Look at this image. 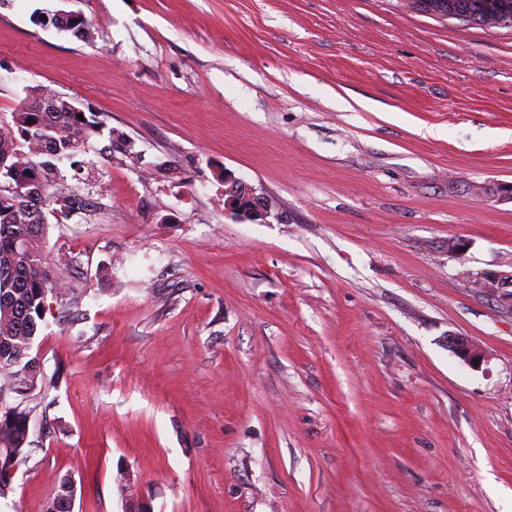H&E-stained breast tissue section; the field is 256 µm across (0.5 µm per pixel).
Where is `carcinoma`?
Returning a JSON list of instances; mask_svg holds the SVG:
<instances>
[{
  "label": "carcinoma",
  "mask_w": 512,
  "mask_h": 512,
  "mask_svg": "<svg viewBox=\"0 0 512 512\" xmlns=\"http://www.w3.org/2000/svg\"><path fill=\"white\" fill-rule=\"evenodd\" d=\"M445 11L469 23L497 19L512 27V0H442ZM33 100L0 124V298L8 297L10 310L0 305V395L16 391L12 374L34 366V340L44 321L47 295H69L70 285L51 267L46 254V229L30 202L13 193L20 184L39 180L47 187L45 206L58 197L69 201L66 213L87 212L94 203L59 180V164L86 152L89 141L103 134L94 117L79 120L78 113L59 106L39 112ZM29 414L15 406L0 416V448L29 445Z\"/></svg>",
  "instance_id": "1"
}]
</instances>
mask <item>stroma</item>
Instances as JSON below:
<instances>
[{
    "label": "stroma",
    "instance_id": "obj_1",
    "mask_svg": "<svg viewBox=\"0 0 512 512\" xmlns=\"http://www.w3.org/2000/svg\"><path fill=\"white\" fill-rule=\"evenodd\" d=\"M0 0V118L95 114L0 512H512V28L406 0ZM273 211L238 221L224 177ZM485 351L479 369L445 340ZM473 288L490 292L497 303L512 312V273H480L472 277ZM447 347L455 357L470 368H479L485 360L484 350L468 336L448 333ZM77 494L76 483L69 478V482L61 492L51 500L46 512H73Z\"/></svg>",
    "mask_w": 512,
    "mask_h": 512
}]
</instances>
